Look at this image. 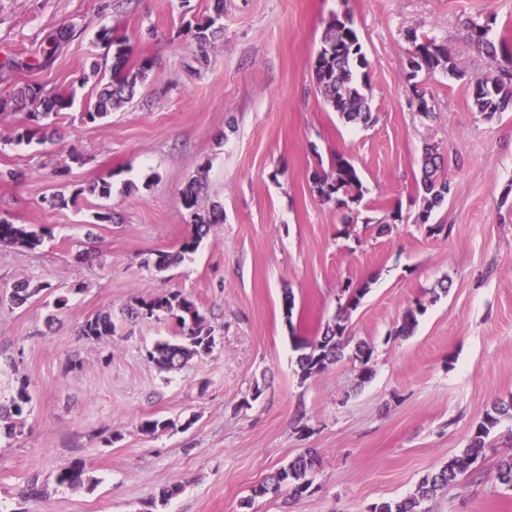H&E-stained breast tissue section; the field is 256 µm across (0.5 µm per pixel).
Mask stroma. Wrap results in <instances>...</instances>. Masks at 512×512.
Returning <instances> with one entry per match:
<instances>
[{"label": "stroma", "instance_id": "1", "mask_svg": "<svg viewBox=\"0 0 512 512\" xmlns=\"http://www.w3.org/2000/svg\"><path fill=\"white\" fill-rule=\"evenodd\" d=\"M213 4L0 0V99L28 84L72 99L43 140L15 143L22 110L0 117V217L46 232L34 251L0 244V400L22 378L32 397L22 434L0 435V512H369L413 493L462 452L493 402L512 399V110L476 112L470 83L496 64L463 37L468 22L489 24L499 57L512 56V0H224L202 51L189 27ZM334 15L352 20L369 63L368 126L329 110L313 81ZM64 25L70 38L43 57ZM105 28L129 40L132 63L153 67L129 104L90 123L84 114L112 74L97 40ZM416 36L465 73L419 74L428 120L407 80ZM428 145L447 159L451 190L423 225ZM73 152L84 164L70 163ZM336 152L365 189L348 222L310 180ZM199 175V206L220 205L223 223L179 265L146 268L189 234L181 192ZM101 179L110 197L87 192ZM67 183L84 194L53 203ZM396 208L402 221L377 233L375 220ZM104 211L113 221L96 223ZM26 280L43 291L6 302L7 287ZM443 281L449 292L431 298ZM351 282L370 285L347 326L374 349L372 378L360 382L358 362L344 359L301 379L292 334L318 335ZM168 291L197 304L217 342L165 373L146 351L178 335L177 322L127 310ZM418 300L426 310L413 335L390 338ZM102 312L114 334L80 336ZM145 419L180 428L148 435ZM308 448L320 458L309 493L243 508L252 487ZM509 455L512 420L489 436L480 470L429 512H512V490L495 478ZM73 463L89 483L58 485ZM166 486L174 495L155 506Z\"/></svg>", "mask_w": 512, "mask_h": 512}]
</instances>
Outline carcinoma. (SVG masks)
I'll return each mask as SVG.
<instances>
[{"label":"carcinoma","mask_w":512,"mask_h":512,"mask_svg":"<svg viewBox=\"0 0 512 512\" xmlns=\"http://www.w3.org/2000/svg\"><path fill=\"white\" fill-rule=\"evenodd\" d=\"M222 13L223 0H215L214 15L197 24L194 37L200 43V48L206 47V31L221 18ZM488 33V27L472 22L466 26L464 38L469 45L494 58L496 48L489 40ZM99 42L112 53V81L100 93L93 108L84 113V118L89 122L100 120L115 108L129 102L134 96L137 84L145 80L151 69V63L146 59L136 69L128 66L132 47L125 38L103 29L99 34ZM365 65L362 45L351 21H343L337 15L331 17L326 21L322 33L321 51L316 53L311 64L314 81L331 111L338 113L347 123L367 126L375 121V117L371 111L369 97L364 92V84L359 82L357 76V69ZM409 68L408 78L411 80L421 71H433L437 68L445 69L458 78L463 76L443 46L428 37L414 42ZM412 92L416 98L417 112L425 119L433 118L432 98L416 88L412 89ZM470 93L474 108L487 118L512 106V60L506 61L495 72L472 83ZM21 95L35 106L36 110L27 113L25 121L16 126L14 141L18 143L28 142L41 132L40 120L70 106L69 98L62 94H49L40 86L28 85L21 91ZM312 183L322 200L333 202L338 208L356 211L364 198L358 170L339 153L331 157L328 167L313 171ZM421 187L423 206L416 220L426 224L433 209L442 204L450 191L444 160L433 147H427L424 151ZM201 190L202 182L198 179L189 182L182 190V205L191 211L193 217L191 231L176 252L157 255L154 262L157 271L178 264L186 255L194 253L208 234L210 226L224 220L223 210L218 205L207 211L200 210ZM86 191L101 197H109L112 193V183L102 179L89 185L86 190L74 189L71 197L75 198ZM43 240L44 233L34 230L30 225L14 224L6 218L0 219V244L33 251L43 244ZM369 289L367 282L356 288L345 286L344 291L349 293L347 302L340 305L338 315L333 322L326 324L320 334L311 337L292 334L293 346L298 352L296 363L302 379L305 380L335 364L349 347L352 348L351 357L362 365L359 373L360 382L363 383L371 377L369 363L373 348L365 341L354 340V337L347 333L346 325L350 311L357 307ZM40 291V286L32 288L28 281L19 282L12 286L8 300L14 305H22ZM142 310L151 317L170 316L178 321L182 329V336L178 339L158 340L147 351L148 359L160 369H179L189 360L195 357L202 358L212 351L215 345L212 328L206 324V318L196 304L182 293L165 292L148 301L143 300L139 307L130 309V314L138 316ZM424 311L425 306L422 303H415V307L405 312L401 324L391 332V335H411L417 325V316ZM114 331L112 316L102 313L87 319L81 326L80 333L87 338L99 340L112 335ZM29 403L27 384L23 382L16 394L11 397L9 405L0 404V423L4 424L7 435L12 436L24 427V414ZM511 418L512 400L493 403L472 430L468 444L461 454L449 458L447 462L424 475L414 493L399 500L375 503L370 512H426L425 502L435 498L463 474L473 471V465L483 457V450L490 434L503 420ZM174 428L176 423L170 419H146L140 423V430L151 435ZM318 464L316 450L307 449L253 487L251 496L243 501L242 507L248 508L255 498L268 493L276 494L284 487L288 488L290 498L303 496L312 486V477ZM56 480L60 485H79L83 482V470L78 464H71L60 469ZM496 480L499 484L512 489L511 455L498 462Z\"/></svg>","instance_id":"cac0c4a2"}]
</instances>
